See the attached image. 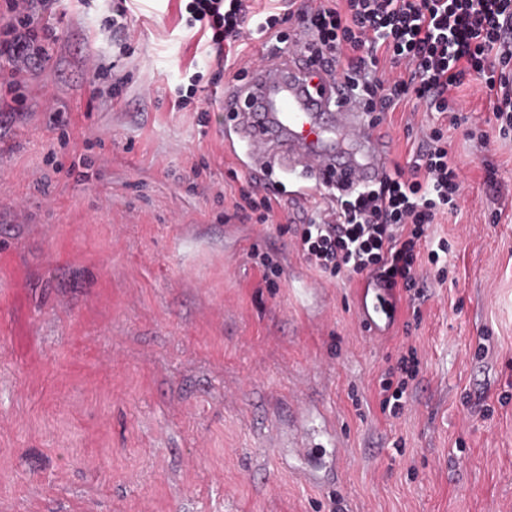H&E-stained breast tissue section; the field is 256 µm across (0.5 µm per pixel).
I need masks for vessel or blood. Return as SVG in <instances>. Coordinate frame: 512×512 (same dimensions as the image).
Listing matches in <instances>:
<instances>
[{
    "label": "vessel or blood",
    "mask_w": 512,
    "mask_h": 512,
    "mask_svg": "<svg viewBox=\"0 0 512 512\" xmlns=\"http://www.w3.org/2000/svg\"><path fill=\"white\" fill-rule=\"evenodd\" d=\"M227 111L236 115V132L245 138L250 157L278 154L302 161L318 184L373 182L386 168V152L376 123L351 101L339 79L321 75L318 64L260 62L247 79L225 93ZM376 287L361 288L360 326L379 330L387 315ZM296 424L288 445L308 455L323 441L301 425L307 412L303 396H292Z\"/></svg>",
    "instance_id": "b4317fda"
}]
</instances>
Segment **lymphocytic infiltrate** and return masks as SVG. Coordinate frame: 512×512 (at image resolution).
<instances>
[{"label":"lymphocytic infiltrate","mask_w":512,"mask_h":512,"mask_svg":"<svg viewBox=\"0 0 512 512\" xmlns=\"http://www.w3.org/2000/svg\"><path fill=\"white\" fill-rule=\"evenodd\" d=\"M252 0H187L186 23L202 31L215 55V74L236 67L245 75L250 55L239 50L240 31ZM59 0H0V98L23 107L22 89L31 63L56 42L53 18ZM291 23L307 53L339 73L351 94L370 111L391 112L414 103L428 112L451 113L461 126L464 102L458 92L479 81L500 135L512 134V0H319L267 12L256 31L283 44ZM460 169L439 130L407 163L392 162L374 186L354 188L341 203L316 204L310 218L294 225L295 245L307 265L333 277H373L411 296L418 291L416 262L447 252V241L432 242L430 226L444 210L457 211ZM236 217L268 224L281 215L276 193L244 189L235 200ZM422 359L415 346L401 351L379 382L382 413L400 417Z\"/></svg>","instance_id":"lymphocytic-infiltrate-1"}]
</instances>
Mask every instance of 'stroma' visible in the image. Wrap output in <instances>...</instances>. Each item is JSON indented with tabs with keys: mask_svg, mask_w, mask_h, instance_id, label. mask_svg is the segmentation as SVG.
<instances>
[{
	"mask_svg": "<svg viewBox=\"0 0 512 512\" xmlns=\"http://www.w3.org/2000/svg\"><path fill=\"white\" fill-rule=\"evenodd\" d=\"M182 2L128 0L135 52L121 57L103 28L112 0H67L26 108L0 120V512H512V402H499L512 389V136L489 123L481 84L460 91L465 125L382 121L402 160L442 128L463 201L431 227L452 247L446 277L419 257L424 297L378 336L358 326V282L312 270L277 225L234 217L252 180L302 217L291 197L314 180L285 160L250 173L240 137L225 151L237 79L212 85ZM103 61L128 78L121 101L90 96ZM191 70L202 88L173 110ZM265 254L281 266L272 288ZM411 345L423 364L408 409L385 417L375 388ZM299 390L344 458L266 445Z\"/></svg>",
	"mask_w": 512,
	"mask_h": 512,
	"instance_id": "obj_1",
	"label": "stroma"
}]
</instances>
